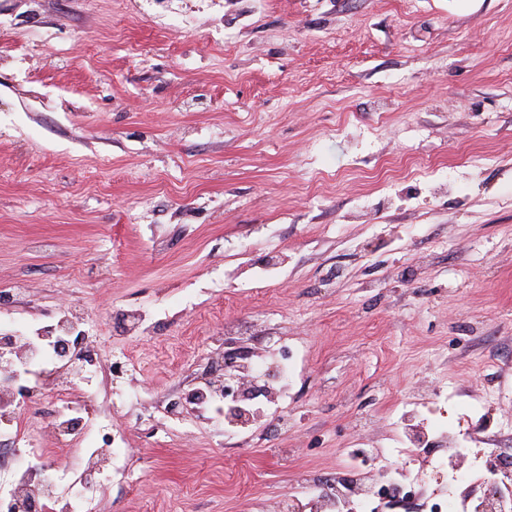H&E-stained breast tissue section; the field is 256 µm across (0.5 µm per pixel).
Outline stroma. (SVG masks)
Wrapping results in <instances>:
<instances>
[{
  "mask_svg": "<svg viewBox=\"0 0 512 512\" xmlns=\"http://www.w3.org/2000/svg\"><path fill=\"white\" fill-rule=\"evenodd\" d=\"M0 330L73 306L95 512H321L345 448L512 455V0H0ZM141 314L145 334L121 327ZM253 438L159 408L283 369Z\"/></svg>",
  "mask_w": 512,
  "mask_h": 512,
  "instance_id": "obj_1",
  "label": "stroma"
}]
</instances>
